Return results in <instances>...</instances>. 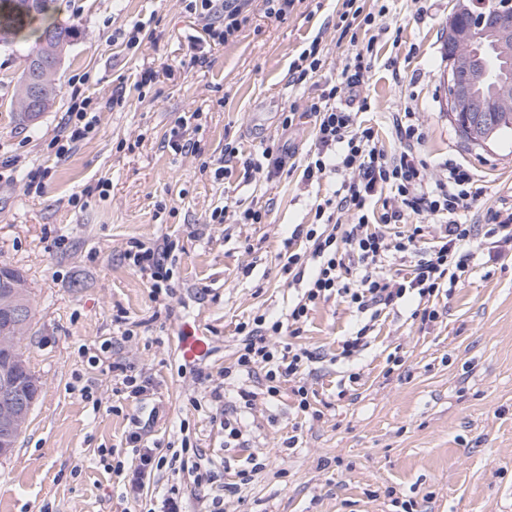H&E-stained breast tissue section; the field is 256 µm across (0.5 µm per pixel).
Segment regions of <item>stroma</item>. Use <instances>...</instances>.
Listing matches in <instances>:
<instances>
[{
	"label": "stroma",
	"instance_id": "obj_1",
	"mask_svg": "<svg viewBox=\"0 0 512 512\" xmlns=\"http://www.w3.org/2000/svg\"><path fill=\"white\" fill-rule=\"evenodd\" d=\"M453 5L432 0L421 20L414 0L382 8L368 0L389 33L377 45L366 117L391 151V114L411 106L425 132L424 157L450 158L476 174L482 193L465 220L483 223L512 211V134L475 145L450 121L444 43ZM55 7L78 36L55 75L54 106L34 122H19L14 99L23 53L0 46V162L19 160L0 171V264L21 269L31 289L25 355L40 383L26 429L12 455L0 458V512H148L172 487L188 512H210L216 500L223 512H398L403 501L413 512H512V249L491 251L476 239L480 259L438 298L437 321L421 323L416 300L399 301L350 362L336 355L358 314L336 299L320 303L297 338L322 356L307 378L320 418L298 413L287 386L277 400L259 397L249 407L231 389L225 402L236 407L242 436L226 442L223 408L183 360V335L200 337L206 370L223 383L238 324L279 317L300 291L279 253L334 188L333 178L301 176L315 139L305 111L339 81L351 52L337 40V0H303L282 22L254 13L202 68L183 65L190 36L201 32L184 0H57ZM137 23L150 39L132 49L113 40ZM315 38L322 69L287 87L290 63ZM147 67L157 80L137 89ZM75 91L92 97L96 122L60 159L52 141L68 133ZM116 94L121 103H113ZM291 102L303 116L285 131L279 114ZM196 110L190 135L199 152L174 153L171 129ZM271 138L289 145L291 172L270 181L240 168L216 176L225 144L257 156ZM32 169L45 173L42 193L25 191ZM103 179L112 184L104 197ZM75 195L82 205L71 204ZM234 203L269 212L261 224L211 223L215 208ZM162 238L173 243L174 293L155 301L124 253L132 241ZM129 327L133 336L123 338ZM127 373L152 379L141 400L113 394ZM136 417L152 418L146 438L173 463L135 502L114 469L132 460L124 436ZM185 443L198 458L182 455ZM197 462L209 468L208 480L195 482Z\"/></svg>",
	"mask_w": 512,
	"mask_h": 512
}]
</instances>
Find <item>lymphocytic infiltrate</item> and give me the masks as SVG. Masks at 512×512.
<instances>
[{
    "label": "lymphocytic infiltrate",
    "instance_id": "lymphocytic-infiltrate-1",
    "mask_svg": "<svg viewBox=\"0 0 512 512\" xmlns=\"http://www.w3.org/2000/svg\"><path fill=\"white\" fill-rule=\"evenodd\" d=\"M251 0H189L188 7L202 23L210 49L233 41L250 21ZM374 13L362 0H342L336 30L352 48L338 84L323 90L309 107L314 119L315 143L303 169L304 181L340 175L341 184L317 204L313 221L297 225L285 242L284 267L304 292L289 306L284 318L254 316L240 323L236 351L238 370L264 369L265 392L279 396L282 383L292 385L301 412H311L304 375L318 355L306 347L270 344L273 336L298 335L317 305L331 297L342 298L368 320L345 340L341 357L359 355L382 312L408 296L418 298L422 323L435 322L439 313L431 302L456 287L476 258L472 247L477 227L462 223L478 194L472 191V173L451 161L430 163L422 154L424 141L419 120L411 109L393 113L392 127L398 141L386 151L373 128L362 125L359 113L371 104L363 89L370 79L375 38L359 39L363 27L373 25ZM245 173L265 172L273 179L283 174L286 150L266 145L261 158L240 157L225 145L220 175H231L235 165ZM439 224L437 235L424 234L425 221ZM170 253L167 240L153 245L131 242L125 252L130 267L145 278L153 299L172 295ZM408 258V270L388 271L395 256ZM147 428L133 420L125 436L133 448L131 466H117L127 495L139 498L147 480L167 463L160 448L148 446Z\"/></svg>",
    "mask_w": 512,
    "mask_h": 512
}]
</instances>
